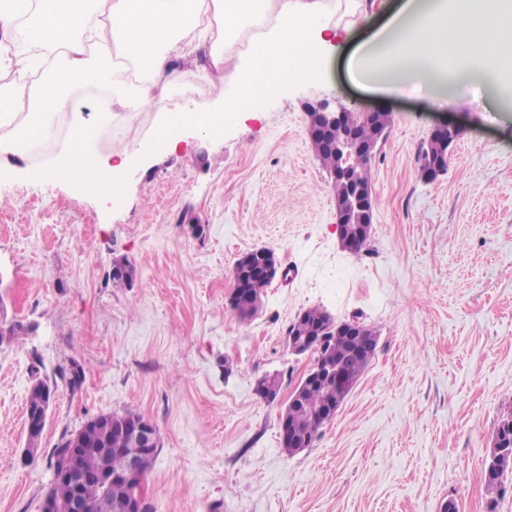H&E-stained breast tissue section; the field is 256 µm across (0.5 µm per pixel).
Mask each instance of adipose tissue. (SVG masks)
<instances>
[{"label":"adipose tissue","instance_id":"obj_1","mask_svg":"<svg viewBox=\"0 0 512 512\" xmlns=\"http://www.w3.org/2000/svg\"><path fill=\"white\" fill-rule=\"evenodd\" d=\"M325 8V0H0V159L65 124L58 152L30 176L120 200L129 146L105 159L95 151L115 112L157 113V142L170 153L184 124L210 134L237 113L263 112L271 94L320 72L338 36L319 24ZM194 55L218 71L214 100L225 111L172 99L181 62ZM511 55L512 0H400L354 49L348 69L383 91L432 89L464 75L458 60L495 65Z\"/></svg>","mask_w":512,"mask_h":512}]
</instances>
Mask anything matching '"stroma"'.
<instances>
[{
    "mask_svg": "<svg viewBox=\"0 0 512 512\" xmlns=\"http://www.w3.org/2000/svg\"><path fill=\"white\" fill-rule=\"evenodd\" d=\"M394 0L326 13L350 28L317 79L269 98L218 133L181 130L156 144L157 120L115 113L135 153L114 204L71 183L35 181L0 161V297L31 324L0 346V512H40L48 459L92 417L137 410L162 446L145 480L151 512H512V468L484 480L512 406V80H449L434 107L355 83L347 62ZM391 115L371 162L375 200L365 250L344 251L327 172L306 131V102ZM457 126L448 168L420 176L418 153L440 123ZM271 249L282 275L257 314L231 306L232 270ZM134 264L114 287L115 259ZM359 316L374 358L310 448L288 454L280 416L312 363L288 327L307 308ZM82 373L72 388L71 368ZM281 381L275 402L255 392ZM54 394L36 458L21 462L31 385Z\"/></svg>",
    "mask_w": 512,
    "mask_h": 512,
    "instance_id": "1",
    "label": "stroma"
}]
</instances>
